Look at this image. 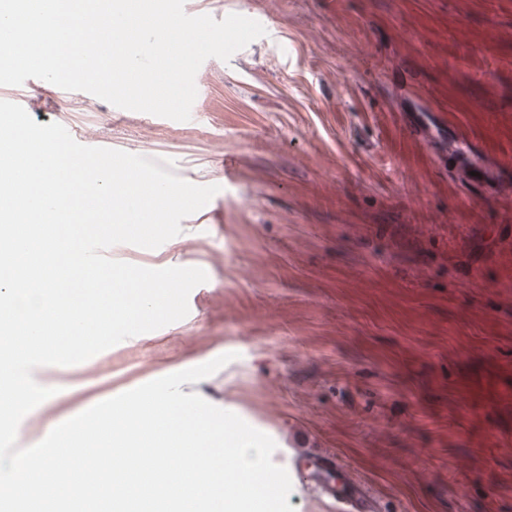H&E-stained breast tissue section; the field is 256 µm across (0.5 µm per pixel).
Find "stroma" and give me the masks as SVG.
Instances as JSON below:
<instances>
[{
    "label": "stroma",
    "instance_id": "35a3bbf8",
    "mask_svg": "<svg viewBox=\"0 0 512 512\" xmlns=\"http://www.w3.org/2000/svg\"><path fill=\"white\" fill-rule=\"evenodd\" d=\"M185 11L237 12L266 30L229 61L202 64L188 121L35 78L0 88L81 144L170 159L182 179L221 187L202 210L209 231L186 223L159 248L112 249L148 268L206 266L194 315L83 363L34 369L57 393L27 416L18 447L231 352L182 392L272 437L287 472L304 448L356 481L357 508L293 481L294 512H512V453L467 463L485 433L512 438V408L461 409L448 361L456 354L477 372L496 363L512 392V306L451 290L482 262L461 254L466 234L503 219L486 175L512 180V142L480 137L483 111L468 95H438L486 77L512 111V0H185ZM435 212L446 222L431 224ZM426 223L414 260L431 279L423 290L389 253L397 232Z\"/></svg>",
    "mask_w": 512,
    "mask_h": 512
}]
</instances>
